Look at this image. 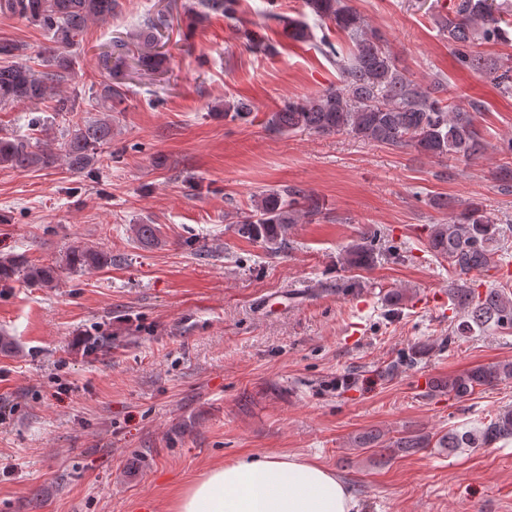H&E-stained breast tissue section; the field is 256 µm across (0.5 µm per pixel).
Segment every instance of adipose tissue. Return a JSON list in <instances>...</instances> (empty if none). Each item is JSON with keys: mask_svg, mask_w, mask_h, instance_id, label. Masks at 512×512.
<instances>
[{"mask_svg": "<svg viewBox=\"0 0 512 512\" xmlns=\"http://www.w3.org/2000/svg\"><path fill=\"white\" fill-rule=\"evenodd\" d=\"M174 512H359L334 471L294 455L245 458L211 468L176 499Z\"/></svg>", "mask_w": 512, "mask_h": 512, "instance_id": "obj_1", "label": "adipose tissue"}]
</instances>
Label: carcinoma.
I'll return each mask as SVG.
<instances>
[{"label":"carcinoma","instance_id":"cac0c4a2","mask_svg":"<svg viewBox=\"0 0 512 512\" xmlns=\"http://www.w3.org/2000/svg\"><path fill=\"white\" fill-rule=\"evenodd\" d=\"M121 0H0V12L25 20L43 29L50 45L40 53L34 67L24 61L25 46L10 40L0 41V109L23 103L37 106L54 97L52 119L38 118L43 139L30 144L19 138L0 136V165L24 172L32 168H51L63 160L75 173L96 168L103 147L112 144V112L129 92L120 79L127 69L158 73L167 61L159 51L163 31L174 18L185 17L194 26L212 15L239 22L238 34L248 49L269 46L259 41L248 23L238 18L240 0H167L166 5L147 14L127 39L116 40L111 50L101 55V64L109 78L100 85L97 102L102 116L94 120L69 121L58 137H49L55 118L77 111L78 93L65 92L60 85L74 72L72 49L90 21L106 22L120 11ZM308 15L321 27L335 28L346 34L354 45L349 53L338 50L322 37L320 51L336 66L338 82L312 97L291 99L267 119L276 132H305L319 135L346 133L356 139L393 147H412L428 157L475 161L483 156L486 143L475 124L471 110L452 105L445 96L442 80L421 83L410 78L398 66L385 36L371 27L348 0H304ZM266 19L283 27L295 42L310 39L306 22L279 11L277 0H269ZM440 32L453 46L459 61L469 70L486 74L498 88L512 94V62L490 63L474 50L478 43H506L512 40V22L504 19L496 0H453L440 21ZM251 104L242 98L224 100V117L248 120ZM323 203L310 192L288 187L265 193L248 211L234 216L236 235L261 247L268 255L288 250V230L294 224L310 223L320 215ZM131 232L144 247L159 242V227L134 224ZM503 233L500 219L480 208L464 209L446 224L430 227L429 248L448 259L455 284L448 299L464 313V321L451 334L482 332L486 329H512V292L491 287L483 292L468 285L476 274L498 267L499 242ZM381 231L367 226L359 241L346 250L345 263L356 269L375 265L380 253L377 243ZM66 269L83 273L110 267L116 258L112 251L98 246L76 245L64 258ZM23 278L44 288H55L58 269L37 267L19 256L0 258V286ZM88 352L112 350V335L105 333L84 340ZM512 380V362L477 366L445 380L432 381V388L457 399L473 395L480 388ZM512 440V407L500 410L474 427L455 429L437 441L440 448H482L499 441ZM429 445L420 434L401 436L389 442L392 452H416Z\"/></svg>","mask_w":512,"mask_h":512}]
</instances>
